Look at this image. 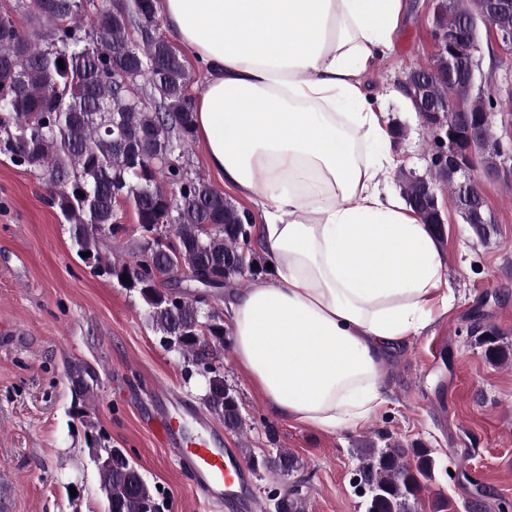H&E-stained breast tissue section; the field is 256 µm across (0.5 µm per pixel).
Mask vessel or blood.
<instances>
[{"mask_svg":"<svg viewBox=\"0 0 512 512\" xmlns=\"http://www.w3.org/2000/svg\"><path fill=\"white\" fill-rule=\"evenodd\" d=\"M158 400L153 433L188 474L201 501L230 512H260L250 468L235 449L225 447L213 421L171 393H159Z\"/></svg>","mask_w":512,"mask_h":512,"instance_id":"b4317fda","label":"vessel or blood"}]
</instances>
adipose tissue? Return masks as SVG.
<instances>
[{
    "label": "adipose tissue",
    "instance_id": "obj_1",
    "mask_svg": "<svg viewBox=\"0 0 512 512\" xmlns=\"http://www.w3.org/2000/svg\"><path fill=\"white\" fill-rule=\"evenodd\" d=\"M204 70L196 133L260 209L271 269L230 305L237 362L267 411L352 430L388 401L385 363L447 304L435 240L382 186L389 131L363 76L404 0H159Z\"/></svg>",
    "mask_w": 512,
    "mask_h": 512
}]
</instances>
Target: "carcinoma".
<instances>
[{"mask_svg":"<svg viewBox=\"0 0 512 512\" xmlns=\"http://www.w3.org/2000/svg\"><path fill=\"white\" fill-rule=\"evenodd\" d=\"M477 0H441L434 29L450 27L480 39L475 19ZM26 19L22 28L18 18ZM63 61L60 69L57 61ZM430 75L408 79L415 101L427 79L430 95L439 102L434 121L462 131L458 112L487 122L495 135L493 110L498 102L480 90L472 74L448 77V56L435 55ZM192 74L184 57L161 31L156 0H14L0 4V154L16 167L35 170L52 204L70 225L76 253L93 272L117 281L153 260L152 277L140 276L124 287L138 293L149 320L172 346L185 367L209 362L200 404L230 433L245 426L238 398L224 379V317L211 305L212 291L241 286L255 265L249 211L216 190L210 181L187 168L185 154L195 139V112L188 88ZM121 127L119 141L112 130ZM432 155L431 179L401 171L403 197L424 224L432 225L436 208L431 182L448 184L451 200L463 223L487 241L496 234L489 208L475 212L462 200L458 177L438 166ZM135 214L138 234L131 259L112 254V237L125 226L117 207ZM189 277L199 286L212 278L203 293L171 291L159 282L179 283ZM487 357L512 358L497 334L483 332ZM75 403L84 409L96 396L98 376L88 365L69 367ZM99 489L106 491L107 512H160L152 489L121 448L91 436ZM413 457L408 462L407 457ZM250 467L276 469L287 475L294 459L286 451L258 459L245 453ZM438 461L430 448H409L389 442L370 448L356 471L354 487L367 491L366 512H410L428 483L436 479ZM286 512H304L299 489L277 493Z\"/></svg>","mask_w":512,"mask_h":512,"instance_id":"1","label":"carcinoma"}]
</instances>
